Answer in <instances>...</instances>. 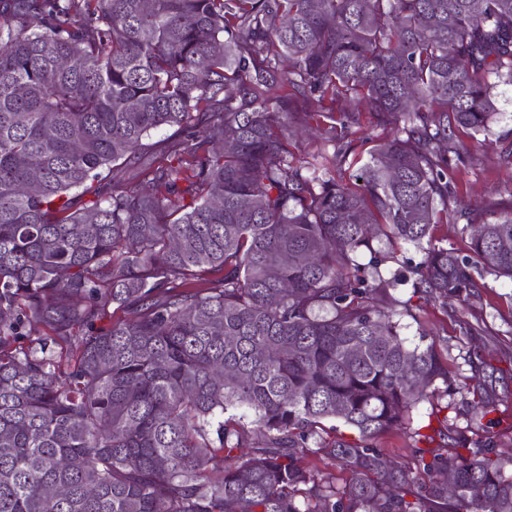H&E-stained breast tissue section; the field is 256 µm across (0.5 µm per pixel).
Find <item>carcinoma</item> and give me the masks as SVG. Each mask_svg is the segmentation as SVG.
<instances>
[{"instance_id": "cac0c4a2", "label": "carcinoma", "mask_w": 512, "mask_h": 512, "mask_svg": "<svg viewBox=\"0 0 512 512\" xmlns=\"http://www.w3.org/2000/svg\"><path fill=\"white\" fill-rule=\"evenodd\" d=\"M492 76L512 86V0H0V512H512L511 458L462 440L412 476L372 445L448 384L391 291L512 281V204L405 274L374 247L448 223ZM299 98L393 128L347 179V143L300 165ZM310 445L356 474L341 496ZM443 472L457 498L411 491Z\"/></svg>"}]
</instances>
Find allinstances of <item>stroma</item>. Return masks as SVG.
I'll return each mask as SVG.
<instances>
[{
	"label": "stroma",
	"mask_w": 512,
	"mask_h": 512,
	"mask_svg": "<svg viewBox=\"0 0 512 512\" xmlns=\"http://www.w3.org/2000/svg\"><path fill=\"white\" fill-rule=\"evenodd\" d=\"M494 93L498 112L491 126L488 147L475 151L452 174V206L448 221L431 228L434 242L467 250L475 225L494 221L512 200V86L498 85ZM294 111L306 117L291 142L294 155L317 165L332 156L334 147L319 135L328 120L315 105L299 100ZM483 286L457 303L455 314L414 293L412 286L397 289L400 299L409 301L411 315L400 320V333L410 345H435L448 364V391L421 403L408 425L378 436L374 444L384 456L407 471H414L418 428L446 417L447 446L466 438L488 445L502 456H512V428L508 425L482 431L470 420L473 375H480L484 395L499 410L512 414V282L485 275ZM469 322L473 334H464L460 324Z\"/></svg>",
	"instance_id": "35a3bbf8"
}]
</instances>
